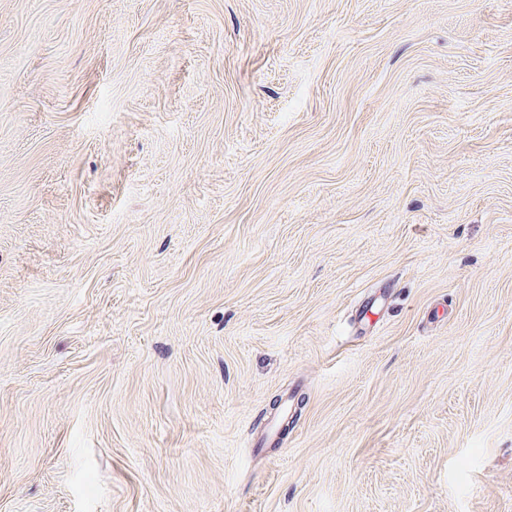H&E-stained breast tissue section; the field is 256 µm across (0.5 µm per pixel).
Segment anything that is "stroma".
<instances>
[{
	"label": "stroma",
	"mask_w": 512,
	"mask_h": 512,
	"mask_svg": "<svg viewBox=\"0 0 512 512\" xmlns=\"http://www.w3.org/2000/svg\"><path fill=\"white\" fill-rule=\"evenodd\" d=\"M0 512H512V0H0Z\"/></svg>",
	"instance_id": "1"
}]
</instances>
